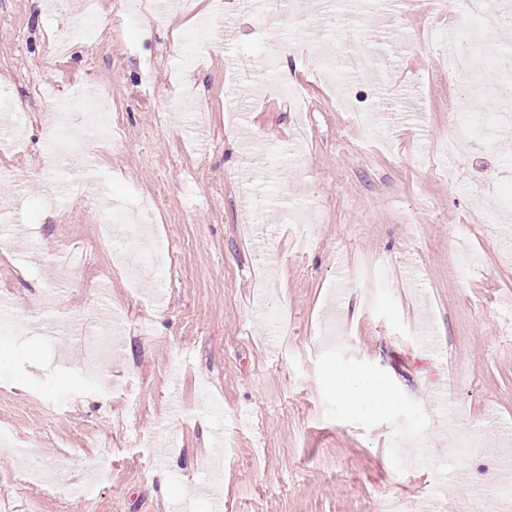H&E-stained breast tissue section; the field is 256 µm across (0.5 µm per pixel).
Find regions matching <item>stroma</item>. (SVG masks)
Segmentation results:
<instances>
[{"label": "stroma", "instance_id": "stroma-1", "mask_svg": "<svg viewBox=\"0 0 512 512\" xmlns=\"http://www.w3.org/2000/svg\"><path fill=\"white\" fill-rule=\"evenodd\" d=\"M79 2L0 0V89L21 105L26 139L5 149L12 130L0 126V199H21L0 226V295L15 306L0 327V428L32 449L25 466L92 480L95 494L25 495L23 465L0 449V512H172L184 500L195 512H381L386 500L425 497L437 512H469L511 452L512 125L446 158L437 148L452 114L497 112L498 96L476 86L512 75V11L487 0L498 25L484 32L465 0L436 17L419 0L376 25L350 0H299L281 35L283 68L310 101L301 148L296 112L258 100L246 75L272 42L251 14L234 12L235 42L208 49L209 0L125 24L120 0H97V44L71 42L52 60ZM452 21L459 52L483 60L459 83L436 42ZM315 25L351 55L370 43L362 67L344 70L354 110L302 59ZM47 85L112 97L124 144L74 138L57 176L75 183L95 162L129 204L114 238H101L87 199L41 202L50 105L35 91ZM231 85L245 128L264 141L249 158L224 133ZM148 200L151 238L170 260L134 292L112 251L144 248L133 227ZM302 206L309 230L277 221ZM28 237L40 256L79 255L60 293L13 251ZM91 308L123 316L118 342L108 326L93 337L112 344L107 365L63 362L28 333L31 321ZM338 371L377 379L395 402L345 404ZM452 432L477 453L447 456Z\"/></svg>", "mask_w": 512, "mask_h": 512}]
</instances>
